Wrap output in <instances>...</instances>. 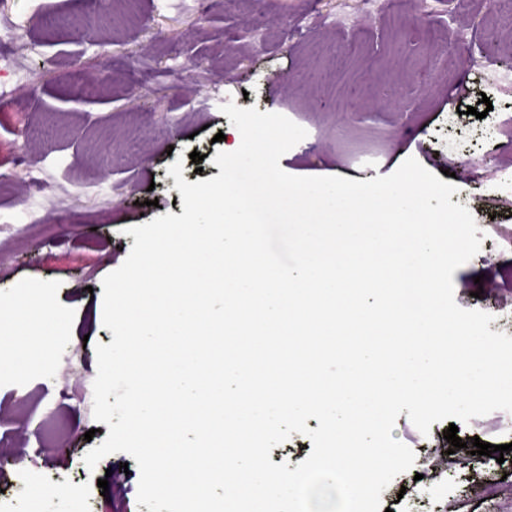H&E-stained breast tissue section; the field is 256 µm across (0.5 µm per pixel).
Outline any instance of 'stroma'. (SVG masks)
<instances>
[{
  "label": "stroma",
  "mask_w": 512,
  "mask_h": 512,
  "mask_svg": "<svg viewBox=\"0 0 512 512\" xmlns=\"http://www.w3.org/2000/svg\"><path fill=\"white\" fill-rule=\"evenodd\" d=\"M210 3L0 0V308L28 289L56 314L39 360L8 372L12 389L0 392V435L25 453L22 465L0 469L14 512H149L137 502L139 470L128 454L92 470L79 462L81 448L100 445L109 428L82 404L78 384L95 379V347L113 340L102 281L134 244L127 228L183 212L168 166L182 160L190 183L219 175L214 137L232 129L223 104L279 113L306 130L279 161L292 175L366 181L410 157L433 174L452 171L451 200L484 235L453 274L455 301L512 312V287L502 285L512 278V196L491 190L512 172V83L494 79L512 67V42L499 38L431 69L442 30L416 2L383 11L380 0H253L227 12ZM290 6L302 32L283 31ZM374 29L385 33L376 49ZM141 55L152 70L138 69ZM196 62L202 79L173 80ZM483 97L493 109L479 119L470 109ZM195 151L202 164L192 163ZM448 426L433 423L424 435L398 416L393 438L434 452L448 495L433 499L404 472L382 492L383 507L457 512L465 499L469 512H512V451L477 473L465 447L474 436L512 444V420L491 413L460 426L456 450ZM108 473L115 482L104 493L97 481Z\"/></svg>",
  "instance_id": "obj_1"
}]
</instances>
